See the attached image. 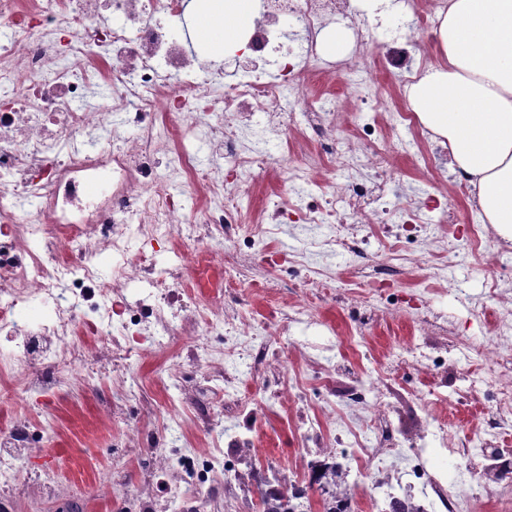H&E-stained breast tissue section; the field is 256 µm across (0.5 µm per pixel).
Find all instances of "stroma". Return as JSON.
Masks as SVG:
<instances>
[{
  "mask_svg": "<svg viewBox=\"0 0 512 512\" xmlns=\"http://www.w3.org/2000/svg\"><path fill=\"white\" fill-rule=\"evenodd\" d=\"M402 11L369 15L367 35L374 52H350L353 70L368 71L373 82L366 96L383 95L387 111L400 114L388 122L386 139L422 138L417 122L407 121L408 100L401 81L404 72L384 63L389 45L404 42L399 31ZM300 127L283 135L272 149V164L261 175L243 223L256 227V218L272 201L293 202L288 183L290 142L301 136ZM391 203L403 206L414 195L429 194L430 233L441 237L435 258L444 265V278L432 292H423V271L409 269L387 246V226L366 229L367 258L325 252L323 240L335 237L332 224H285L268 236L262 253L246 252L242 265L251 276L250 287L225 285L223 268L210 264L202 252L186 261L181 280L185 302L207 313L208 302L220 294L230 307L262 323L250 358L229 368L226 388H218L207 368L205 347L191 348L185 337H174L167 349L155 348L149 338L136 336L128 358L95 368L92 379L73 381L45 393L28 396L24 411L33 424L49 423L42 451L22 457L23 471L0 479V507L5 512H141L139 494L149 490L151 512H259L256 478L271 486L291 483L307 486L311 464L320 461L318 440L337 443L338 463L348 472L354 489L351 512H377L391 497L411 493L429 500V512H446L432 490L415 478L412 468L424 460L427 471L444 484H453L468 497L479 489L455 450L468 430L481 425L488 406L486 396L469 398L461 390L459 371L479 379L484 370L475 356L458 351L454 367L419 372L397 367L390 380L393 409L371 437L395 444L397 451L385 462V473L369 478L373 463L357 433L353 405L366 395L359 382L375 374L380 361L409 341L423 313L445 316L453 334L462 338L485 335L482 319L470 311L472 302L487 308L498 305L490 289L492 274L485 272L470 251L469 233L478 216L471 194L444 161L424 163L416 157L393 159L388 166ZM454 209L453 222L443 214ZM319 270L323 281L347 292L368 293L375 308L386 312L398 304L396 320L372 325L367 340H359L358 313L347 306L320 300L312 319L292 322L285 333L277 326L292 302L308 293L307 272ZM181 369L178 381L166 373L169 363ZM293 389L305 409L272 403L278 391ZM455 394L448 415L433 422L425 447L411 444L410 433L424 417L423 401L431 395ZM334 407L337 422L309 430L302 416H314ZM141 434L129 445L130 429ZM193 457L194 477L172 482L153 466L158 450ZM110 473L117 490L113 499L99 496L95 477Z\"/></svg>",
  "mask_w": 512,
  "mask_h": 512,
  "instance_id": "1",
  "label": "stroma"
}]
</instances>
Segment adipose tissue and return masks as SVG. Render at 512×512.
I'll return each mask as SVG.
<instances>
[{
	"label": "adipose tissue",
	"instance_id": "obj_1",
	"mask_svg": "<svg viewBox=\"0 0 512 512\" xmlns=\"http://www.w3.org/2000/svg\"><path fill=\"white\" fill-rule=\"evenodd\" d=\"M211 53L243 49L257 0H201ZM439 63L408 87L421 126L447 147L453 171L472 188L477 214L512 243V0H448L433 33Z\"/></svg>",
	"mask_w": 512,
	"mask_h": 512
}]
</instances>
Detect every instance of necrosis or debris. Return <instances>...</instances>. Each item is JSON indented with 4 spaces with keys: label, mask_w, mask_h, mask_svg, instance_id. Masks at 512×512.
I'll list each match as a JSON object with an SVG mask.
<instances>
[{
    "label": "necrosis or debris",
    "mask_w": 512,
    "mask_h": 512,
    "mask_svg": "<svg viewBox=\"0 0 512 512\" xmlns=\"http://www.w3.org/2000/svg\"><path fill=\"white\" fill-rule=\"evenodd\" d=\"M405 6L406 29L428 39L448 0H406ZM182 13V0H0V88L13 90L0 98V333L12 338L0 350V374L8 377L15 401L83 378L75 367L84 358L74 341L79 325L107 338L105 351L95 357L99 363L125 351L127 336L147 335L164 348L172 336H205L228 325L234 346L252 343L260 322L227 313L220 296L208 316L197 315L181 297L175 270L129 255L135 237H184L189 215L167 178L190 177L196 158L168 145L192 137L212 150H229L235 179L247 193L270 157L267 149L245 142L254 117H263L271 141L281 137L282 118L297 105L305 106L310 128L335 123V104L315 102L314 72L342 82L345 99L362 97L363 81L346 62L323 63L318 52L323 29L339 16L355 30L358 49H366L365 21L352 15L346 0H262L247 63L231 84L173 29L172 19ZM111 64L119 70L106 112L87 101ZM340 120L352 126L356 143L331 155L339 182L327 195L299 192L297 206H273L266 219L272 225L291 218L342 224L337 249L358 251L367 244L360 235L364 226L422 223L419 202L388 208L383 175L389 155L415 154L419 145L398 141L365 159L360 146L379 137L382 126L357 121L352 112ZM90 134L121 148L90 151ZM98 174L107 188L93 199L85 186ZM198 186L204 203L193 244L210 262L233 270L239 200L225 195L222 178L206 175ZM106 254L116 258L107 271L101 264ZM134 282L146 283L147 293L132 301L126 286ZM492 286L504 312L489 336L452 338L447 326L425 318L416 324L420 340L434 341L437 353L471 351L488 375L492 405L481 434L463 451L470 459L512 423V375L503 371L512 363V278ZM31 306L44 308L45 318L21 322L19 311ZM33 436L25 414H15L0 438V478L14 470V449L39 452Z\"/></svg>",
    "instance_id": "4bbe7bcc"
}]
</instances>
